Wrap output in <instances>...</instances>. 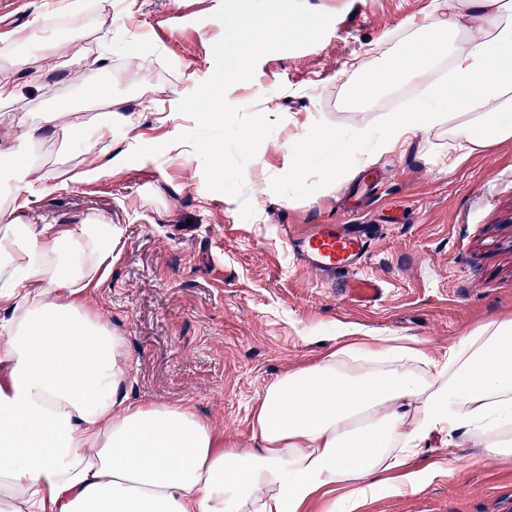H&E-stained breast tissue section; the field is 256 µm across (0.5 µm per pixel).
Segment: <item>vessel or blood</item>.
<instances>
[{
	"instance_id": "b4317fda",
	"label": "vessel or blood",
	"mask_w": 512,
	"mask_h": 512,
	"mask_svg": "<svg viewBox=\"0 0 512 512\" xmlns=\"http://www.w3.org/2000/svg\"><path fill=\"white\" fill-rule=\"evenodd\" d=\"M369 247L368 230L362 224H318L291 236L299 263L324 276L345 277L346 293L365 305L378 302L384 294L381 281L362 272Z\"/></svg>"
}]
</instances>
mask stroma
Returning <instances> with one entry per match:
<instances>
[{"label": "stroma", "instance_id": "stroma-1", "mask_svg": "<svg viewBox=\"0 0 512 512\" xmlns=\"http://www.w3.org/2000/svg\"><path fill=\"white\" fill-rule=\"evenodd\" d=\"M42 2L0 5V55L14 48L6 33L29 37L40 24ZM62 2L63 26L97 12L91 35L107 65L98 88L82 95L67 40L51 52L31 40L27 58L43 69L41 87L29 86L21 68L8 78L32 112L94 113L100 98L125 99L127 120L106 130L105 141L126 152L127 164L66 190L33 183L21 217L27 224H79L99 216L117 227V257L91 300L126 340L133 400L192 406L219 435L246 442L266 386L319 360L341 332L402 336L442 351L488 318H512V140L454 169L445 135L376 155L370 169L380 184L357 214L341 200L359 178H336L333 191L322 194L327 173L315 144L298 160L299 181L276 184L264 196L246 187L255 214L245 219L238 201L208 189L192 145L178 139L195 126L178 112L180 99L215 68L221 0ZM304 2L332 15L323 38L264 55L251 80L226 92L230 104L276 122L246 164L270 177L285 166L279 142L314 140L322 127L353 122L350 61L394 48L442 0ZM127 43L139 57L124 53ZM141 68L145 77L131 85L128 75ZM305 224L370 225L363 271L383 283L378 303L348 301L295 259L288 229ZM436 460L452 462L453 473L408 494L376 490L360 512H512V457H487L468 436L451 447L435 436L408 465L416 470Z\"/></svg>", "mask_w": 512, "mask_h": 512}]
</instances>
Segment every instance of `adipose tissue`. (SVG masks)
Masks as SVG:
<instances>
[{"mask_svg":"<svg viewBox=\"0 0 512 512\" xmlns=\"http://www.w3.org/2000/svg\"><path fill=\"white\" fill-rule=\"evenodd\" d=\"M467 26L428 16L395 55L357 59V103L440 61L448 72L402 110L360 111L322 128L326 168L351 177L415 137L447 133L456 168L512 140V0H464ZM21 139L60 127L0 80ZM79 171L46 170L50 189L111 176L125 156L94 138ZM0 145V512H305L339 487L330 512H357L377 488L416 491L407 463L432 436L479 439L512 457V319H492L437 352L400 336L345 332L318 362L278 376L254 411L253 443L224 444L191 406L134 401L124 337L94 309L118 242L107 220L27 224L28 171Z\"/></svg>","mask_w":512,"mask_h":512,"instance_id":"ef3b65f1","label":"adipose tissue"}]
</instances>
